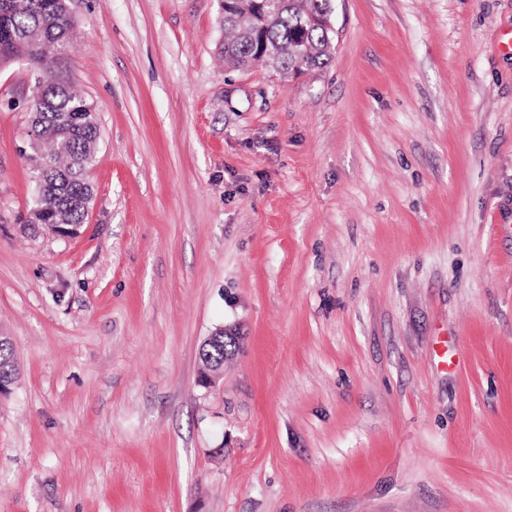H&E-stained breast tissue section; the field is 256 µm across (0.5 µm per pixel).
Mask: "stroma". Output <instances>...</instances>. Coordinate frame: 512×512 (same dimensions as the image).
Masks as SVG:
<instances>
[{"instance_id": "obj_1", "label": "stroma", "mask_w": 512, "mask_h": 512, "mask_svg": "<svg viewBox=\"0 0 512 512\" xmlns=\"http://www.w3.org/2000/svg\"><path fill=\"white\" fill-rule=\"evenodd\" d=\"M69 9L75 237L0 68V512H512V0H335L298 78L225 67L218 0ZM17 360L9 339H0V382L13 385L17 378Z\"/></svg>"}]
</instances>
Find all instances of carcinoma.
Segmentation results:
<instances>
[{"mask_svg": "<svg viewBox=\"0 0 512 512\" xmlns=\"http://www.w3.org/2000/svg\"><path fill=\"white\" fill-rule=\"evenodd\" d=\"M278 10L257 35L241 28L235 16L222 18L224 64L237 68L268 67L281 77L303 69L327 67L335 52L334 29L325 22L333 0H278ZM67 0H0V63L19 58L33 65L28 136L31 162L47 167L44 204L54 208V221L81 224L93 188L85 171L94 157L100 131L93 106L67 80V63L54 72L41 71L43 57L33 53L40 36L49 52L69 45L72 24ZM17 360L11 343L0 339V382L13 385Z\"/></svg>", "mask_w": 512, "mask_h": 512, "instance_id": "obj_1", "label": "carcinoma"}]
</instances>
